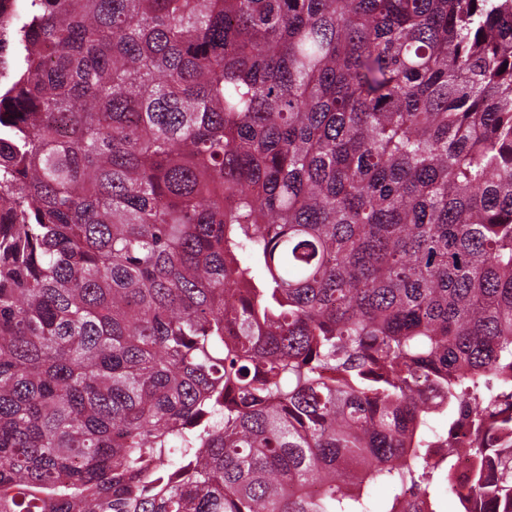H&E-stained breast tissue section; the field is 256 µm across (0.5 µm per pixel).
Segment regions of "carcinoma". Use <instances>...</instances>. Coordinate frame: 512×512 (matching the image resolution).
<instances>
[{
    "instance_id": "cac0c4a2",
    "label": "carcinoma",
    "mask_w": 512,
    "mask_h": 512,
    "mask_svg": "<svg viewBox=\"0 0 512 512\" xmlns=\"http://www.w3.org/2000/svg\"><path fill=\"white\" fill-rule=\"evenodd\" d=\"M25 2L0 512H512V0Z\"/></svg>"
}]
</instances>
